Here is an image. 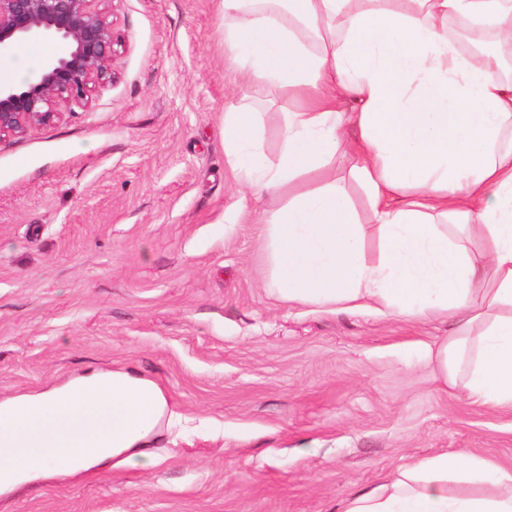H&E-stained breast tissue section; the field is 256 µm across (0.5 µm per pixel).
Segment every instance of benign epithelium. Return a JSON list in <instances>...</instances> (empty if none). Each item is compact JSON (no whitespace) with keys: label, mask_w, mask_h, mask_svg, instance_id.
<instances>
[{"label":"benign epithelium","mask_w":512,"mask_h":512,"mask_svg":"<svg viewBox=\"0 0 512 512\" xmlns=\"http://www.w3.org/2000/svg\"><path fill=\"white\" fill-rule=\"evenodd\" d=\"M116 0H0V52L47 40L53 55L31 82H0V139L63 117L62 107H86L114 80L117 54L109 4Z\"/></svg>","instance_id":"7a95c632"}]
</instances>
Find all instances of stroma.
Instances as JSON below:
<instances>
[{"mask_svg": "<svg viewBox=\"0 0 512 512\" xmlns=\"http://www.w3.org/2000/svg\"><path fill=\"white\" fill-rule=\"evenodd\" d=\"M115 80L92 106L0 139V400L92 368L160 384L149 465L0 495V512H337L414 459L512 467V410L473 404L426 357L450 325L278 303L263 215L219 127L250 95L279 148L284 98L243 88L218 0H117Z\"/></svg>", "mask_w": 512, "mask_h": 512, "instance_id": "35a3bbf8", "label": "stroma"}]
</instances>
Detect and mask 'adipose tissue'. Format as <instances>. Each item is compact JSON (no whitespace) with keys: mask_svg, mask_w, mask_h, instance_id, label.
<instances>
[{"mask_svg":"<svg viewBox=\"0 0 512 512\" xmlns=\"http://www.w3.org/2000/svg\"><path fill=\"white\" fill-rule=\"evenodd\" d=\"M219 15L243 83L289 101L275 157L252 102L225 110L221 130L239 191L290 195L264 224L277 299L443 318L439 378L512 408V83L497 52L466 54L448 36L460 19L512 45V0H219ZM340 146L369 223L325 177ZM305 176L322 183L291 194ZM168 411L160 385L130 369L1 401L0 493L48 469L149 459ZM338 512H512V468L471 453L421 458Z\"/></svg>","mask_w":512,"mask_h":512,"instance_id":"adipose-tissue-1","label":"adipose tissue"}]
</instances>
